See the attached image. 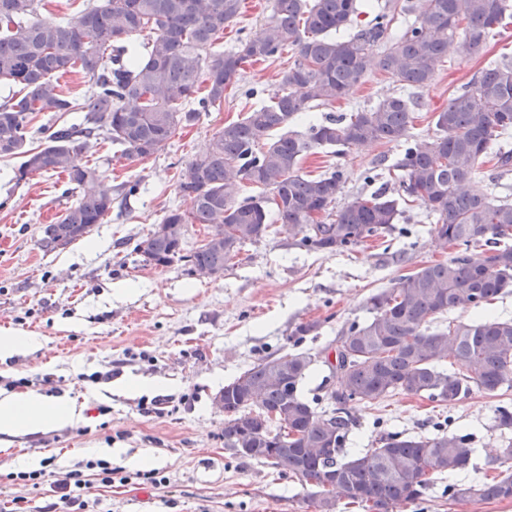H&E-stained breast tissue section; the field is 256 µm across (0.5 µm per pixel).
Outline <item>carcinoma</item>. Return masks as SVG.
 Segmentation results:
<instances>
[{
    "instance_id": "1",
    "label": "carcinoma",
    "mask_w": 512,
    "mask_h": 512,
    "mask_svg": "<svg viewBox=\"0 0 512 512\" xmlns=\"http://www.w3.org/2000/svg\"><path fill=\"white\" fill-rule=\"evenodd\" d=\"M242 0H87L59 24L36 19L45 0H0V81L17 87L0 104V158L20 159L15 178L61 173L75 201L45 226L47 250L88 235L112 210L97 188L102 173L83 161L90 140L105 138L129 160L167 146L200 113L224 103L244 66L276 60L289 47L294 60L280 72L268 100L212 137L208 151L181 172L186 210H170L166 224H205L224 246L201 244L183 253L174 239L149 234L135 246L143 262L176 261L196 274L224 268L248 243L266 237L269 213L288 226H306L297 245L346 253L395 228L401 204L418 203L436 217L442 247L494 246L483 257L460 255L403 275L366 301L370 317L345 323L334 340L335 360H325L334 381L329 411H317L300 393L315 359L307 352L257 360L224 385V446L240 457L271 465L279 474L318 488L336 477L337 494L312 495L316 512H338L339 501L368 512H395L422 499L434 481L467 468L475 454L471 436L445 428L429 436L388 432L364 454H344L354 401H376L394 391L451 403L478 392L512 387V320L486 318L433 326L456 309H479L512 288V203L470 190L481 164L512 168L501 139L512 132V64L490 63L434 113L435 134H409L415 104L389 96L350 114L288 130L312 103L331 105L363 82L373 49L376 65L416 88L428 87L435 64L456 42L463 57L480 54L495 29L512 18V0H422L415 18L391 36L395 12L377 13L354 26L360 0H273L263 31L232 50L214 42L238 15ZM149 35L146 52L129 62L120 42ZM83 72L94 80L83 102L65 96L59 77ZM207 91L198 97L200 82ZM41 112H83V122L60 126L33 147L27 129ZM404 141L394 165L399 189L357 195L331 209L344 189L343 173L312 177L301 160L319 148L346 149L368 142ZM262 189L243 200L244 186ZM263 418L252 416L253 410ZM495 427L512 431V405L496 409ZM494 475L459 488L448 499L512 500V446L486 463Z\"/></svg>"
}]
</instances>
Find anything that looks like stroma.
<instances>
[{
    "label": "stroma",
    "mask_w": 512,
    "mask_h": 512,
    "mask_svg": "<svg viewBox=\"0 0 512 512\" xmlns=\"http://www.w3.org/2000/svg\"><path fill=\"white\" fill-rule=\"evenodd\" d=\"M273 0H242L239 15L216 46L230 50L259 34ZM512 61V27L490 38L476 56L449 52L436 65L432 84L404 87L396 76L370 66L347 99L318 106L292 124H309L403 95L415 105L412 135L433 134V114L451 93L491 61ZM287 58L246 65L228 88L221 107L200 113L166 148L144 160H129L110 142H91L85 153L104 175L112 209L102 224L66 247L45 251L43 228L72 202L64 179L35 175L19 182L15 163L0 159V329L37 337L35 348L0 363V390L35 389L49 398L83 405L85 419L74 426L13 438L0 444V512H77L62 490L47 480H18L21 457L35 454L57 472L84 469L99 461L100 449L122 448L152 459L155 480L141 469L111 460L127 483L92 481L84 512H313L312 486L279 476L269 465L243 460L224 445V410L214 398L259 358L291 346L316 355L301 386L305 399L330 409L327 365L319 357L339 328L366 320L368 296L395 279L455 256L440 249L435 218L418 204L404 206L385 242H367L349 253L299 248L293 233H278L246 245L219 279L188 274L183 263L144 264L134 250L173 208L187 209L178 190L182 170L208 149L215 132L241 119L254 101L267 98ZM400 148L375 142L342 156L321 149L309 156L304 173L318 175L329 165L344 174L343 200L377 190L395 192L394 165ZM138 183L127 193L126 183ZM316 321V334L294 343L302 322ZM159 382L154 391L117 392L125 380ZM496 399L473 394L444 409L401 392L350 405L354 419L347 453L376 447L387 431L433 432L436 416L471 433L476 448L468 469L445 475L422 501L399 512H512V501H449L447 484L469 486L484 480L488 457L505 440L493 426Z\"/></svg>",
    "instance_id": "obj_1"
}]
</instances>
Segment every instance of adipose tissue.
Here are the masks:
<instances>
[{"instance_id":"ef3b65f1","label":"adipose tissue","mask_w":512,"mask_h":512,"mask_svg":"<svg viewBox=\"0 0 512 512\" xmlns=\"http://www.w3.org/2000/svg\"><path fill=\"white\" fill-rule=\"evenodd\" d=\"M81 420V409L67 398L50 400L34 390L0 397V435L11 437L60 429Z\"/></svg>"}]
</instances>
